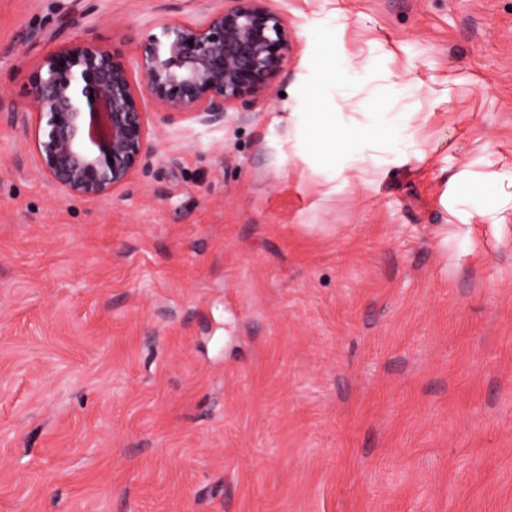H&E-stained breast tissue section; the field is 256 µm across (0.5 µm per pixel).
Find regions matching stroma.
<instances>
[{
    "label": "stroma",
    "mask_w": 512,
    "mask_h": 512,
    "mask_svg": "<svg viewBox=\"0 0 512 512\" xmlns=\"http://www.w3.org/2000/svg\"><path fill=\"white\" fill-rule=\"evenodd\" d=\"M229 4L0 0V512H512V0H269L271 96L40 173L44 56Z\"/></svg>",
    "instance_id": "stroma-1"
}]
</instances>
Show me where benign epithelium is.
<instances>
[{"label":"benign epithelium","mask_w":512,"mask_h":512,"mask_svg":"<svg viewBox=\"0 0 512 512\" xmlns=\"http://www.w3.org/2000/svg\"><path fill=\"white\" fill-rule=\"evenodd\" d=\"M289 42L268 0H232L201 25L171 23L149 35L137 48L140 88L124 59L92 42L46 55L28 75L26 105L39 120L40 171L70 196L111 197L151 156L142 96L167 119L220 122L228 106L270 92Z\"/></svg>","instance_id":"7a95c632"}]
</instances>
